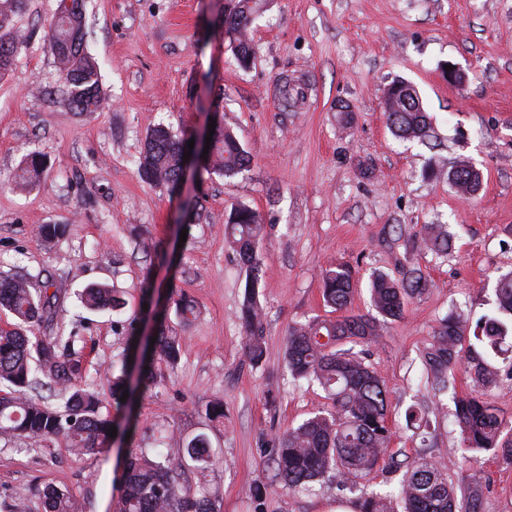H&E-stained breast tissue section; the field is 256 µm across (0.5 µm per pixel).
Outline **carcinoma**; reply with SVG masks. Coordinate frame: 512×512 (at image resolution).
Instances as JSON below:
<instances>
[{"instance_id": "cac0c4a2", "label": "carcinoma", "mask_w": 512, "mask_h": 512, "mask_svg": "<svg viewBox=\"0 0 512 512\" xmlns=\"http://www.w3.org/2000/svg\"><path fill=\"white\" fill-rule=\"evenodd\" d=\"M25 0H0V75L7 72L20 46L15 17ZM251 0H238L226 33L234 37L236 59L245 67L252 57L251 45L243 39L250 22ZM49 48L59 65L62 94L74 112H94L102 104V84L96 61L85 53L88 36L84 0H58L50 23ZM396 95L404 98L401 109H384L393 134L406 140L424 141L430 121L420 94L410 82L397 79ZM188 142L170 129L160 126L149 135L145 151L138 161L142 181L175 192L183 170ZM250 157L237 137L216 123L210 150L202 170L228 177L248 168ZM18 186L37 185L44 171L40 153L31 152L21 166ZM448 183L457 191H475L480 176L468 162L461 160L448 172ZM231 243L245 272L240 319L245 330V351L258 364L266 356L261 310L257 301L261 262L259 239L264 226L255 211L240 205L229 216ZM450 235L446 224H425L414 235L412 248L448 255ZM358 279L348 264L338 263L325 271L322 296L337 313L336 319H313L288 328L284 357L296 379L318 384L332 400V409L319 411L295 428L278 436L273 448V478L293 490L336 475L353 493H359L360 512H390V498L365 491L361 480L380 463L392 472L402 473L397 497L404 512H482L479 479L456 488L448 480V464L425 457H409L390 451L393 431L389 423V392L380 376L365 361L364 347L376 342L383 327L401 319L408 300L426 293L432 282L416 267L393 278L377 273L371 279L370 299L376 314H354ZM56 283L51 278L35 288L30 278L19 275L0 281V312H8L14 322L0 329V435L13 438L39 437L47 441L65 440L75 455L96 451L110 440L112 418L101 413L100 395L82 385V361L73 350L75 337L39 336L34 326L50 324L56 315ZM496 310L475 324L473 339L484 353L507 363L512 378V274L498 280ZM83 306L90 311L122 310L126 306L120 294L104 285L86 287ZM466 325L454 313L435 331L433 341L423 352L427 378L436 391L445 393L454 385V372L467 354L473 392L452 396L455 421L462 444L474 451H493L494 456L512 464V434L504 433L498 409L483 399L480 392L502 383L501 368L488 361L474 346L463 350ZM156 341L146 340L140 363L135 354L112 361L109 376L112 398L121 406L137 392L155 385L153 371L142 368L147 357L174 365L180 358L184 337L161 326ZM58 387L51 403L36 395L46 386ZM407 428L427 430L430 420L414 406L405 413ZM404 459H399V456ZM191 462L204 476L217 459L209 440L197 435L183 448L178 462L157 455H130L122 483L124 495L120 512H215L213 500L219 489L201 486L194 492L184 481L185 462ZM43 512H81L82 505L66 488L52 484L38 490Z\"/></svg>"}]
</instances>
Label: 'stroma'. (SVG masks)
Returning a JSON list of instances; mask_svg holds the SVG:
<instances>
[{"label": "stroma", "instance_id": "35a3bbf8", "mask_svg": "<svg viewBox=\"0 0 512 512\" xmlns=\"http://www.w3.org/2000/svg\"><path fill=\"white\" fill-rule=\"evenodd\" d=\"M257 3L246 30L254 54L243 68L224 30L237 0H86V50L105 101L78 113L66 106L46 50L57 0H27L18 26L29 40L0 76V277L56 278L57 323L35 331L76 334L103 413L132 432L81 456L0 436V512L20 496L23 512H41L36 491L47 484L68 488L83 512H115L130 451L177 461L199 434L219 457L209 475L222 496L219 512H325L355 501L336 478L308 491L276 482L263 496L254 491L275 438L331 405L318 385L291 377L283 350L289 326L332 318L322 275L340 262L359 278L356 314L371 310L372 273L396 277L414 265L431 280L368 349L391 397V448L447 462L454 484L479 478L483 512H512V465L464 448L451 396L433 393L422 361L442 319L454 312L474 325L495 309L497 279L512 273V0ZM450 63L465 73L463 85L448 83ZM285 78L305 91L288 109ZM397 78L421 94L432 125L427 142L400 140L386 123L383 94ZM341 104L350 115L338 112ZM215 115L248 151L245 172L206 173L176 194L140 179L136 161L153 128L190 140ZM34 150L46 160L42 183L18 190L15 176ZM464 157L482 173L475 198L423 176ZM363 162L371 177L361 175ZM187 200L197 213L184 228ZM240 204L265 226L259 303L268 354L258 364L244 352L245 273L227 228ZM43 224L66 225L67 233L46 244ZM425 224L447 225V257L409 250ZM91 283L118 288L127 307L85 311L78 294ZM184 297L196 305L186 323L176 314ZM135 313L150 325L164 315L185 343L177 365L154 363L155 388L126 414L115 408L107 371L132 347ZM216 400L224 405L220 423L208 411ZM416 402L432 420L424 441L406 427Z\"/></svg>", "mask_w": 512, "mask_h": 512}]
</instances>
